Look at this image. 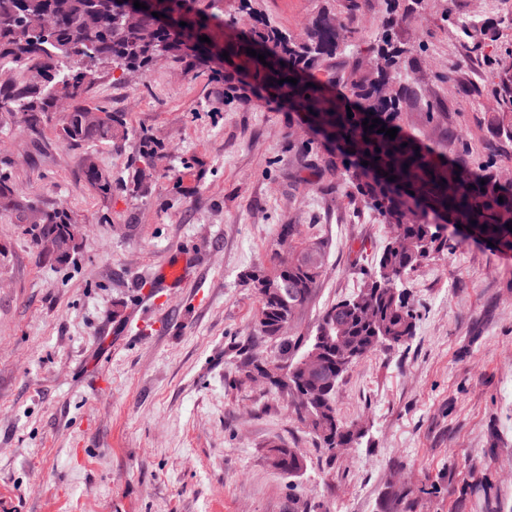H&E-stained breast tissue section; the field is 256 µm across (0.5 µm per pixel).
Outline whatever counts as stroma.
I'll use <instances>...</instances> for the list:
<instances>
[{
	"instance_id": "1",
	"label": "stroma",
	"mask_w": 512,
	"mask_h": 512,
	"mask_svg": "<svg viewBox=\"0 0 512 512\" xmlns=\"http://www.w3.org/2000/svg\"><path fill=\"white\" fill-rule=\"evenodd\" d=\"M258 5L296 35L325 7L368 38L382 20L380 0ZM452 12L512 48V0H427L400 31L416 91L403 131L512 184V142L488 126L498 98ZM90 96L129 128L95 149L110 198L88 191L83 150L54 123L0 130L19 192L88 219L61 265L0 218V512H512V258L466 239L407 275L415 334L343 375L336 415L365 436L327 453L298 403L238 372L239 348L275 354L241 276L268 265L283 225L322 239L325 271L291 328L306 334L362 286L392 228L345 193L335 147L235 71L167 60L124 84L103 73ZM144 130L170 167L192 159L183 193L164 176L144 194L122 184ZM172 261L186 266L175 287L158 277ZM274 444L303 455L300 474L271 464Z\"/></svg>"
}]
</instances>
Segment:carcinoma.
I'll list each match as a JSON object with an SVG mask.
<instances>
[{
  "instance_id": "obj_1",
  "label": "carcinoma",
  "mask_w": 512,
  "mask_h": 512,
  "mask_svg": "<svg viewBox=\"0 0 512 512\" xmlns=\"http://www.w3.org/2000/svg\"><path fill=\"white\" fill-rule=\"evenodd\" d=\"M222 0H151L149 8L128 19L122 0H0V129L15 128L39 135L49 115L63 106L57 138L66 146L86 149L81 170L88 189L112 195V172L97 162L93 148L123 140L128 134L121 112L91 100L89 92L109 70L115 81L142 74L158 56L184 62H228L257 88L303 114L316 134L336 146L353 188L378 216L398 233L375 259L373 271L353 295L326 306L309 336L275 337L285 319H296L311 301L326 264L322 241L308 242L292 224L282 228L272 266L247 272L244 280L255 289V325L261 336L276 342L288 361V378L271 389L306 391L303 403L308 424L320 446L334 454L350 448L364 433L336 417L334 395L342 376L378 347L402 346L414 336L417 316L403 288L405 277L423 263L451 249L448 225H460L466 236L512 250V188L497 187L493 174L478 175L467 166L427 150L401 131V113L409 88L398 77L406 67L408 50L398 37L402 25L416 18L424 0H382L386 19L372 40L356 26L336 20L329 8L311 21L301 36L273 25L252 4L239 0L252 17L248 34L238 41L224 34ZM158 16H153V13ZM454 21L457 33L474 52L498 39L485 22ZM186 25H180V22ZM207 36L211 43L199 40ZM370 54L372 67L357 66L326 79L331 60L347 45ZM264 54L267 67L246 53ZM228 58H223V53ZM298 79L297 84L277 80ZM486 79L499 98V111L489 118L496 132L512 142V50L487 67ZM353 117H348V113ZM379 119L377 128L364 130L366 119ZM398 129L390 139L377 129ZM149 134L140 137L137 164L128 170L125 186L132 193L147 191L153 180L145 169L159 154ZM368 165H362V162ZM394 180H389V177ZM27 225L32 240L55 237L63 243L55 258L67 263L75 254L82 214L68 207L48 209L39 196L19 193L9 163L0 168V217ZM303 256V262L283 267L279 250ZM342 329L348 349L336 348V329ZM314 349L323 354L324 375L313 378L302 360ZM274 467L294 476L304 460L293 448L275 445Z\"/></svg>"
}]
</instances>
